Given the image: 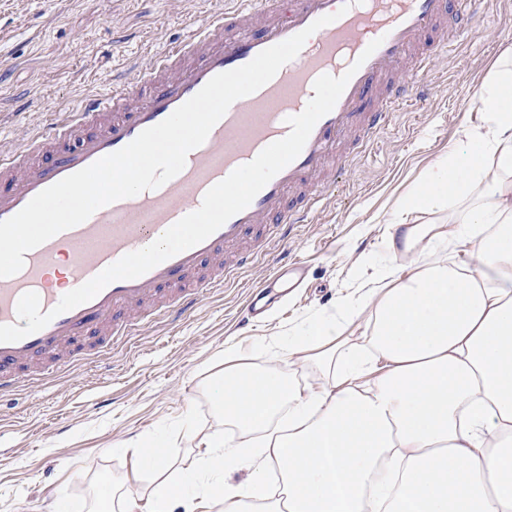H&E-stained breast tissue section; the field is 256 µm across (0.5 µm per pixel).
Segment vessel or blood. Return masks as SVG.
<instances>
[{
	"label": "vessel or blood",
	"mask_w": 512,
	"mask_h": 512,
	"mask_svg": "<svg viewBox=\"0 0 512 512\" xmlns=\"http://www.w3.org/2000/svg\"><path fill=\"white\" fill-rule=\"evenodd\" d=\"M234 0L208 14L183 43L147 56L128 83L85 99L65 118L44 124L13 152H0V221L36 194L118 151L166 119L213 76L241 67L326 14L299 54L253 94L234 102L184 169L161 187L101 207L82 224L25 253L15 275L0 278V325L18 323L17 303L36 293L42 311L125 254L144 248L197 210L207 190L266 146L285 137L323 74L359 63L334 109L315 125L300 155L242 212L200 244L132 280L112 282L94 299L55 317L20 341L0 343V394L60 369L90 348L123 335L131 311L181 316L207 290L251 265L273 239L306 223L328 189L333 163L364 156L395 112L425 95V81L451 47L488 26L497 0ZM380 47L358 57L373 40Z\"/></svg>",
	"instance_id": "1"
}]
</instances>
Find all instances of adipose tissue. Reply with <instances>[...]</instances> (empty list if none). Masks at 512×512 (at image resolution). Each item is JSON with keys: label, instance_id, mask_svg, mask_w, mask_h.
<instances>
[{"label": "adipose tissue", "instance_id": "1", "mask_svg": "<svg viewBox=\"0 0 512 512\" xmlns=\"http://www.w3.org/2000/svg\"><path fill=\"white\" fill-rule=\"evenodd\" d=\"M479 98L482 125L461 130L390 227L389 253L423 242L428 255L405 277L386 268L289 336L321 387L225 367L217 392L235 433L196 474L224 512H512V54ZM454 204L463 213L447 223L408 221ZM451 246L468 262L450 261ZM241 462L250 481L226 482ZM140 463L156 478L151 512H195L166 453Z\"/></svg>", "mask_w": 512, "mask_h": 512}]
</instances>
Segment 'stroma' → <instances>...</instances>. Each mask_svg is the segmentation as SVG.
Listing matches in <instances>:
<instances>
[{"label":"stroma","instance_id":"obj_1","mask_svg":"<svg viewBox=\"0 0 512 512\" xmlns=\"http://www.w3.org/2000/svg\"><path fill=\"white\" fill-rule=\"evenodd\" d=\"M202 11L196 0H0V149L14 150L21 132L109 93L144 53L185 40ZM509 49L512 36L460 44L439 64L425 99L395 114L311 223L296 225L287 244H273L186 315L139 323L101 356L0 395V512H90L118 485L136 496L137 512H150L154 476L137 473L136 452L169 451L178 477L196 468L204 439L227 434L211 391L224 375L225 351L318 383L300 356L279 363L261 339L287 334L387 266L407 276L426 255L421 245L389 256L398 202L463 124H480L481 114L462 106L464 93L481 86ZM295 262L303 284L287 294L272 289L263 314L242 324L252 291Z\"/></svg>","mask_w":512,"mask_h":512}]
</instances>
